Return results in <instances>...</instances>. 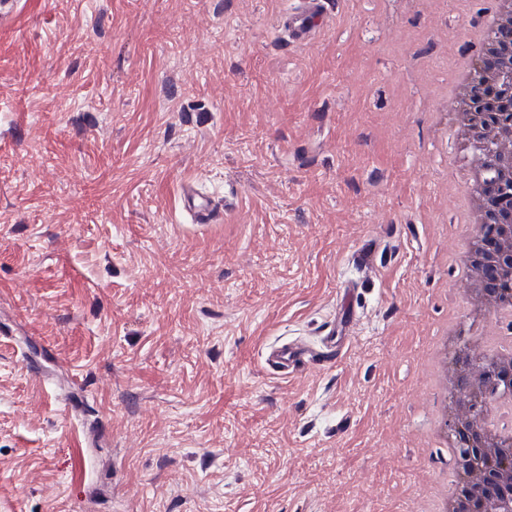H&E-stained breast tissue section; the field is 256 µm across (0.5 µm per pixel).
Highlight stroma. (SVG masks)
<instances>
[{
    "mask_svg": "<svg viewBox=\"0 0 512 512\" xmlns=\"http://www.w3.org/2000/svg\"><path fill=\"white\" fill-rule=\"evenodd\" d=\"M298 6L0 21V512H431L455 478L432 353L495 324L455 265L475 152L447 106L479 14L325 0L297 42ZM346 311L337 362L266 368ZM322 12V0H304L303 7L288 19V35L295 41L311 37ZM181 203L183 208L191 213L197 224H211L215 219V212L208 197L196 193L192 186L182 189ZM310 356L304 349L288 342L270 347L266 354V365L278 375H288L309 361Z\"/></svg>",
    "mask_w": 512,
    "mask_h": 512,
    "instance_id": "obj_1",
    "label": "stroma"
}]
</instances>
